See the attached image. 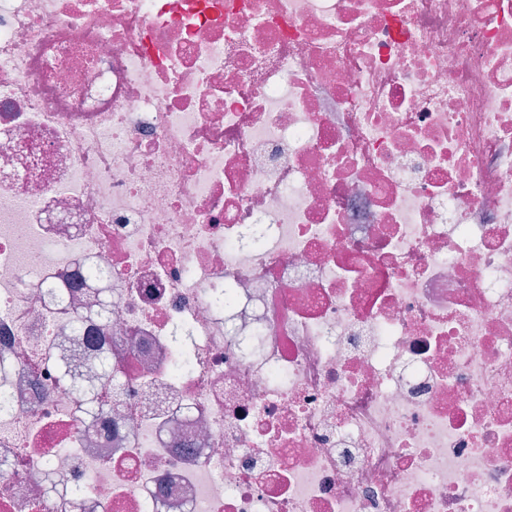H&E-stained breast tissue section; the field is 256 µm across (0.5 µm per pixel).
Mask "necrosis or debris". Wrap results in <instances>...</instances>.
Segmentation results:
<instances>
[{"mask_svg":"<svg viewBox=\"0 0 512 512\" xmlns=\"http://www.w3.org/2000/svg\"><path fill=\"white\" fill-rule=\"evenodd\" d=\"M0 512H512V0H0ZM63 377L75 388L76 392L80 395V398L84 401V403L91 409H97V411H102L103 406L106 405L104 401L100 398L99 388L96 384H81L76 380L74 376L71 366L67 360H64V363L61 367Z\"/></svg>","mask_w":512,"mask_h":512,"instance_id":"1","label":"necrosis or debris"}]
</instances>
